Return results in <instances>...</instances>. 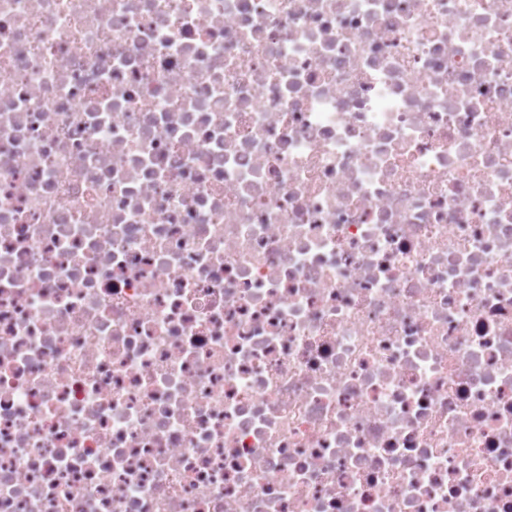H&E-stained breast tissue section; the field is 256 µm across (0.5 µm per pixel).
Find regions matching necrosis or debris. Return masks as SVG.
<instances>
[{
    "label": "necrosis or debris",
    "mask_w": 512,
    "mask_h": 512,
    "mask_svg": "<svg viewBox=\"0 0 512 512\" xmlns=\"http://www.w3.org/2000/svg\"><path fill=\"white\" fill-rule=\"evenodd\" d=\"M0 512H512V0H0Z\"/></svg>",
    "instance_id": "necrosis-or-debris-1"
}]
</instances>
